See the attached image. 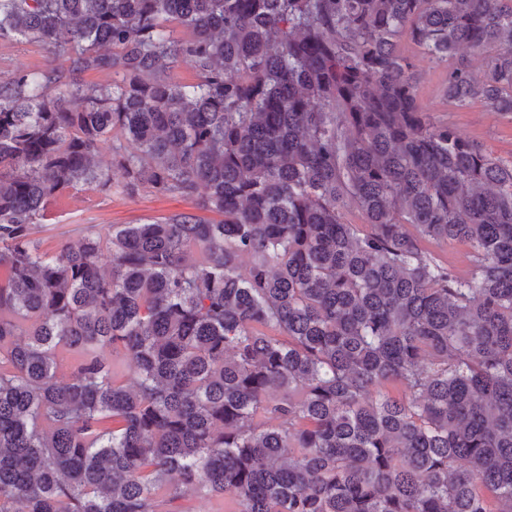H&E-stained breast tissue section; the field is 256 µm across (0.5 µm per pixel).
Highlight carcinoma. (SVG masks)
<instances>
[{"instance_id":"cac0c4a2","label":"carcinoma","mask_w":512,"mask_h":512,"mask_svg":"<svg viewBox=\"0 0 512 512\" xmlns=\"http://www.w3.org/2000/svg\"><path fill=\"white\" fill-rule=\"evenodd\" d=\"M0 38L63 58L0 79V512H512V160L399 51L512 115V0H0ZM107 142L211 217L41 252ZM414 72L421 100L427 104L437 119L448 118L463 132L481 143L495 156L512 157V118L485 111L479 103L470 107L443 112L440 90L442 76L439 69L426 61L417 63Z\"/></svg>"}]
</instances>
